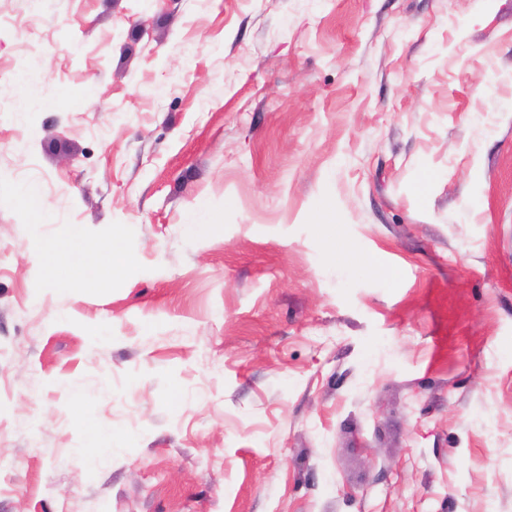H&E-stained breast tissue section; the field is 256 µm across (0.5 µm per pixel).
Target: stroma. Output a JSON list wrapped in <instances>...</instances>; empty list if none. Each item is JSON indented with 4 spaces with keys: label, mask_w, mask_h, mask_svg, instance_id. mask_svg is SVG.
I'll return each instance as SVG.
<instances>
[{
    "label": "stroma",
    "mask_w": 512,
    "mask_h": 512,
    "mask_svg": "<svg viewBox=\"0 0 512 512\" xmlns=\"http://www.w3.org/2000/svg\"><path fill=\"white\" fill-rule=\"evenodd\" d=\"M0 512H512V0H0ZM86 250L87 246L78 229H75L64 241H55L46 244L44 248V269L47 277L52 278L54 276L57 260L65 258L71 261L73 272L80 278H83L86 274V269L81 257Z\"/></svg>",
    "instance_id": "obj_1"
}]
</instances>
